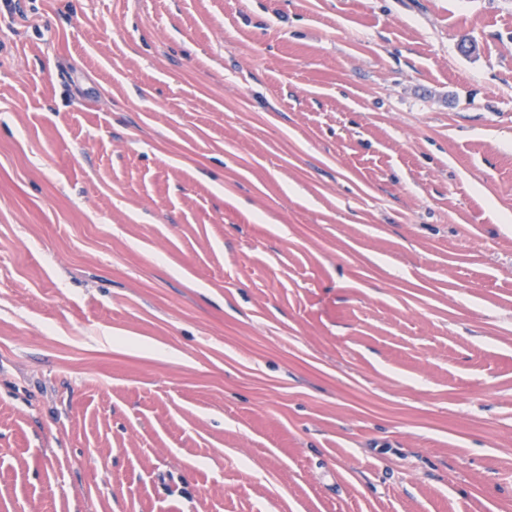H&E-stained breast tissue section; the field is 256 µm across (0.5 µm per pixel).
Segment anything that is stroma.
Listing matches in <instances>:
<instances>
[{"label":"stroma","instance_id":"obj_1","mask_svg":"<svg viewBox=\"0 0 512 512\" xmlns=\"http://www.w3.org/2000/svg\"><path fill=\"white\" fill-rule=\"evenodd\" d=\"M0 512H512V0H0Z\"/></svg>","mask_w":512,"mask_h":512}]
</instances>
